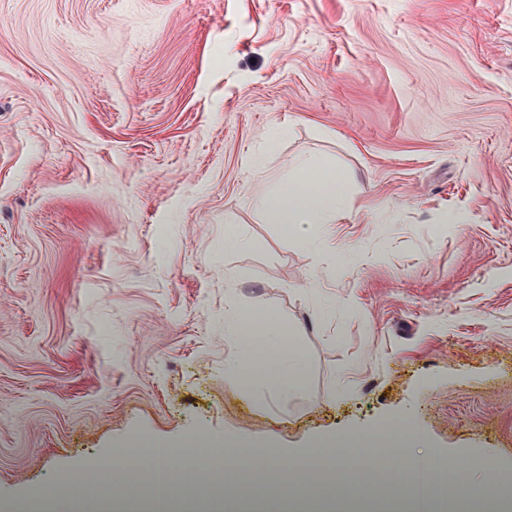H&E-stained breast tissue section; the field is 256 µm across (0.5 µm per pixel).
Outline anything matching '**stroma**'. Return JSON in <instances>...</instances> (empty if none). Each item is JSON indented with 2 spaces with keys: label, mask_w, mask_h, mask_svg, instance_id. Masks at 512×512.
<instances>
[{
  "label": "stroma",
  "mask_w": 512,
  "mask_h": 512,
  "mask_svg": "<svg viewBox=\"0 0 512 512\" xmlns=\"http://www.w3.org/2000/svg\"><path fill=\"white\" fill-rule=\"evenodd\" d=\"M301 157L349 181L306 242L253 209ZM228 301L304 391L225 370ZM396 417L512 477V0H0V512ZM139 448H126L123 452L121 450L114 452L110 456H107L99 460L93 469V472L100 473L103 480L106 481L112 469L116 466H122L128 469H132L138 460Z\"/></svg>",
  "instance_id": "obj_1"
}]
</instances>
